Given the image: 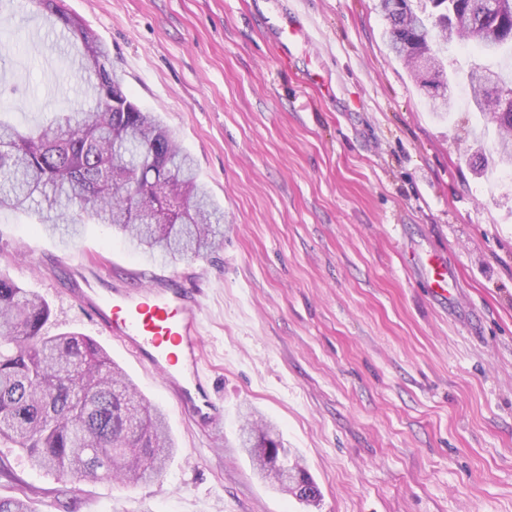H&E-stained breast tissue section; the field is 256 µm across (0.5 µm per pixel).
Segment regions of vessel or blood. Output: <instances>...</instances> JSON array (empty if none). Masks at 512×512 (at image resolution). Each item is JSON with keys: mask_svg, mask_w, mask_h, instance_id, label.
<instances>
[{"mask_svg": "<svg viewBox=\"0 0 512 512\" xmlns=\"http://www.w3.org/2000/svg\"><path fill=\"white\" fill-rule=\"evenodd\" d=\"M421 267L431 296L447 302L453 269L434 252ZM72 299L92 309L100 335L117 341L154 374L186 419L207 434L223 428L224 406L200 370L202 303L196 292L158 273L137 290L111 288L96 272Z\"/></svg>", "mask_w": 512, "mask_h": 512, "instance_id": "vessel-or-blood-1", "label": "vessel or blood"}]
</instances>
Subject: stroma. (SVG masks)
I'll use <instances>...</instances> for the list:
<instances>
[{"label":"stroma","instance_id":"1","mask_svg":"<svg viewBox=\"0 0 512 512\" xmlns=\"http://www.w3.org/2000/svg\"><path fill=\"white\" fill-rule=\"evenodd\" d=\"M375 2L63 0L123 91L193 156L224 244L169 264L101 224L72 238L0 211V269L48 301L49 333L97 340L177 447L159 480L128 488L36 472L1 440V495L36 512H512V177L471 164L495 126L463 79L453 110L434 108ZM283 9L305 25L287 50L260 28ZM1 42V120L29 129L85 102L77 47L31 0H0ZM72 243L129 288L143 270L194 278L221 436L197 433L98 335L70 295ZM434 250L457 276L444 304L418 269ZM249 410L301 458L316 504L256 475L239 443Z\"/></svg>","mask_w":512,"mask_h":512}]
</instances>
